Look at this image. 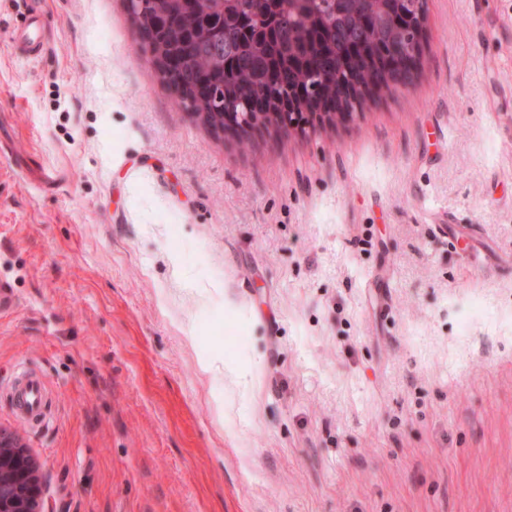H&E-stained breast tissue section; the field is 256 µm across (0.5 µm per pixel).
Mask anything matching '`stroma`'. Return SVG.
<instances>
[{"label":"stroma","mask_w":512,"mask_h":512,"mask_svg":"<svg viewBox=\"0 0 512 512\" xmlns=\"http://www.w3.org/2000/svg\"><path fill=\"white\" fill-rule=\"evenodd\" d=\"M427 6L411 87L243 142L124 0H44L35 60L0 0V426L48 512H512V0ZM15 390L17 407L26 418L37 422L46 419L47 395L40 377L25 376Z\"/></svg>","instance_id":"35a3bbf8"}]
</instances>
